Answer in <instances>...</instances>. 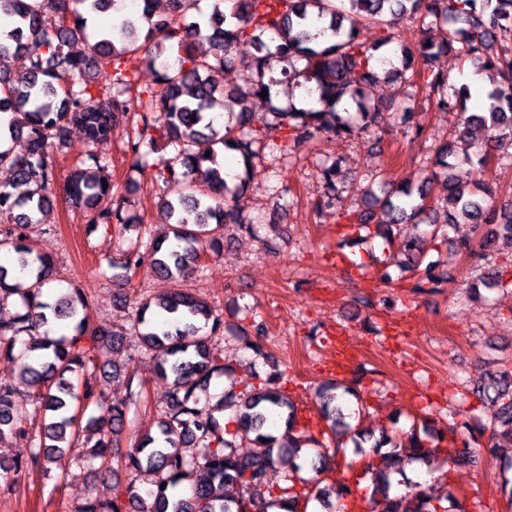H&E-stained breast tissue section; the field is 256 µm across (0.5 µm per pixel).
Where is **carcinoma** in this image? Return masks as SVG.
<instances>
[{"mask_svg":"<svg viewBox=\"0 0 512 512\" xmlns=\"http://www.w3.org/2000/svg\"><path fill=\"white\" fill-rule=\"evenodd\" d=\"M114 0H0V16L14 19L13 26L0 30V113L11 119L0 129V167L12 171L10 181L0 184V252L14 254L27 281L10 284L8 269L0 266V357L18 359L22 378L28 386L33 413L41 416V430L26 427L28 412L16 400L12 386L0 383V437L9 433L28 441L32 451L25 460L9 467L19 476L29 467L47 473L60 470L66 461L100 462L105 467L117 458L130 472L158 475L154 488L141 496L134 486L126 496L109 498L90 495L78 512H269L289 504L298 512L301 501L320 498L322 479L337 456L345 455L352 442L355 458L346 462L351 477L334 487L338 512H467L464 498L444 491L450 506L433 507L436 488L414 485L400 495H390L391 475L405 461L419 460L428 470L436 461L456 468L479 466L490 448L473 447L456 429L440 430L436 443L428 447L412 431L404 437L386 431L376 439L366 436L346 420L341 402L356 396L359 381L344 385L334 380L317 390L321 417L337 437L336 447L302 435L294 402L278 386L280 375L271 374L252 393L219 401V408L234 412L235 437H225L224 427L212 410L199 406L196 391L206 389L215 376L228 377L234 365L211 352V337L224 327L222 313L208 301L185 292H172L156 301L136 304L133 325L142 347L154 359V374L162 388L167 410L156 430L141 435L134 447L121 452L120 437L131 407L141 395L137 372L126 364L111 363L108 355L123 346V333L109 326L89 325V302L84 289L71 287L53 305L41 301L44 289L56 281V264L35 248V236L43 232L40 216L59 197L56 156L68 147L71 128L84 134L87 145L108 139L119 120L137 119V136L128 146L131 168H146V147L164 143L171 152L152 164L155 178L163 183H183L187 193L160 199L159 210L166 232L150 239L148 254L140 251L143 225L125 212V201L112 193L111 163L90 152L76 161L65 177V200L70 207L87 214L88 223L105 230L137 232L135 242L120 260L106 259L99 275L127 281L150 257L157 272L168 279L201 273L206 253L218 254L224 247V227L236 225L248 231L238 199L248 183L254 145L271 132L291 133L297 145L315 136H347L357 129L377 124L378 104L371 91L380 80L374 69L376 52L395 41L394 16L406 10L421 13L422 24L439 38L427 37L414 48L399 46L396 55L379 59L385 73L400 78L416 73L423 80L426 96L437 107H453L463 116L458 141L471 145L475 129L487 124L501 128L512 138V49L500 48L501 30L512 27V0H217L208 16V41L212 51L198 55L190 38L201 35L200 21L186 20L194 0H170L171 13L158 18L144 10L120 24V44L106 33H94L90 53L70 57L63 48L87 28V18L107 11ZM379 28L373 42L362 39L358 20ZM149 24L141 33L139 21ZM243 41L258 51L249 73L230 90H218L203 73L229 63L232 49ZM453 53L469 59L475 73L488 82L484 110L467 113L470 91L462 86L448 94V76L436 69L435 60ZM274 61L284 63L280 77L267 75ZM160 66L157 86L139 92L144 111L131 112L125 94L136 83L142 67ZM109 86V95L99 80ZM296 83L308 96L318 99L320 108L298 110L272 104V87ZM269 90L268 115L272 121L253 126L251 99ZM224 113V124L215 125L213 113ZM21 140L26 152L20 156L12 143ZM211 155H206V152ZM234 152L242 170L229 187L220 158ZM469 154L459 155L452 144L435 154L433 165L447 170ZM337 170L324 169L326 197L312 207L319 216L338 210L342 202L336 184ZM443 189V201L450 210L445 223L485 226L491 230L480 243L469 239L460 249L477 261L488 257L491 247L512 246V205L495 204L490 187L478 178L463 187L446 177L438 181L432 172L414 187L404 182L386 188L368 189L373 206L385 208L389 220L376 226V235L397 246L395 269L386 265L377 280L385 288L407 276L417 278L414 290L435 287L439 277L434 265L422 264V239L395 237L399 224H436L433 209L427 207L435 184ZM20 298L21 309L3 314V299ZM64 321L67 332L49 335L50 319ZM112 366V373L127 377L126 398L107 403L80 380L81 372L98 366ZM508 396L499 413L502 431L512 439V373L492 377L477 387ZM98 414L82 422L72 413L75 403ZM284 420L277 437L267 430L269 416ZM248 439L256 451L238 452V440ZM310 456L313 488L299 484L303 468L301 452ZM288 464L281 482L271 473Z\"/></svg>","mask_w":512,"mask_h":512,"instance_id":"carcinoma-1","label":"carcinoma"}]
</instances>
